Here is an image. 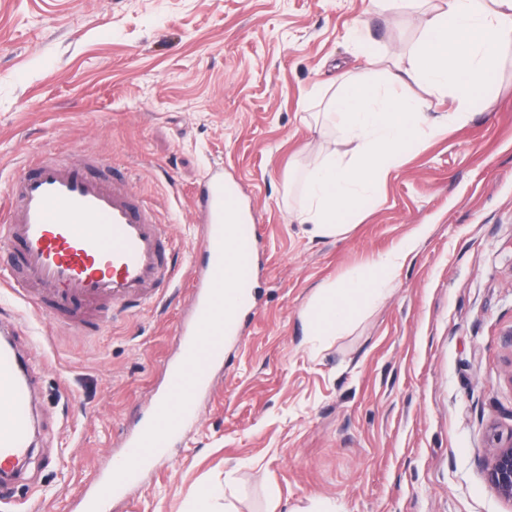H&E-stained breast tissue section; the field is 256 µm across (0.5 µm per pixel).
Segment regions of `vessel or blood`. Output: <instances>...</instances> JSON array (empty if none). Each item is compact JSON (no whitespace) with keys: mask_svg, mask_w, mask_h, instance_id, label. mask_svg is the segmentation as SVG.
Here are the masks:
<instances>
[{"mask_svg":"<svg viewBox=\"0 0 512 512\" xmlns=\"http://www.w3.org/2000/svg\"><path fill=\"white\" fill-rule=\"evenodd\" d=\"M206 255L192 272L193 308L177 331L179 358L166 367L162 396L124 444V463L85 498L82 512L135 483L142 471L181 435L194 416L198 394L223 363L229 338L238 336L253 305L250 284L261 227L246 223L236 190L214 167L200 199ZM0 242L13 259L12 282L23 285L40 314L83 335L96 334L110 309L152 301L174 270L169 231L108 158L90 154L75 163L54 154L25 163L0 197ZM232 250L238 275L232 305L224 303V252ZM211 326L201 339L202 326ZM32 377L15 333L0 338V477H15L33 446L36 420Z\"/></svg>","mask_w":512,"mask_h":512,"instance_id":"1","label":"vessel or blood"}]
</instances>
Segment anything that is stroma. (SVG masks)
<instances>
[{
    "label": "stroma",
    "mask_w": 512,
    "mask_h": 512,
    "mask_svg": "<svg viewBox=\"0 0 512 512\" xmlns=\"http://www.w3.org/2000/svg\"><path fill=\"white\" fill-rule=\"evenodd\" d=\"M367 0H0V195L24 158L105 154L152 203L180 273L148 305L82 336L8 288L35 356L40 440L0 484V512H72L110 474L165 387L191 313L187 273L206 172L224 169L262 229L254 308L197 414L103 512H512L488 485L490 427L512 431V46L465 123L414 143L381 197L336 237L292 222L305 171L355 142L320 134L315 90L364 62L348 37L408 59L418 11ZM427 232L389 294L339 336H306L317 288Z\"/></svg>",
    "instance_id": "obj_1"
}]
</instances>
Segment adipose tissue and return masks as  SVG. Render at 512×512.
I'll use <instances>...</instances> for the list:
<instances>
[{"label":"adipose tissue","mask_w":512,"mask_h":512,"mask_svg":"<svg viewBox=\"0 0 512 512\" xmlns=\"http://www.w3.org/2000/svg\"><path fill=\"white\" fill-rule=\"evenodd\" d=\"M373 3L383 10L420 9L421 39L407 65L385 67L378 56L366 54L364 75L345 77L321 97L335 128L357 144L350 159L328 155L302 179V203L293 217L323 236L346 233L364 204L379 200L407 145L438 133V126L424 120L427 101L408 94V86L421 84L436 99H450L448 121H463L488 90L502 48L512 44V0ZM415 243V237H408L393 253L380 257L372 271L319 289L303 313L306 335L344 332L359 307L384 296Z\"/></svg>","instance_id":"1"}]
</instances>
